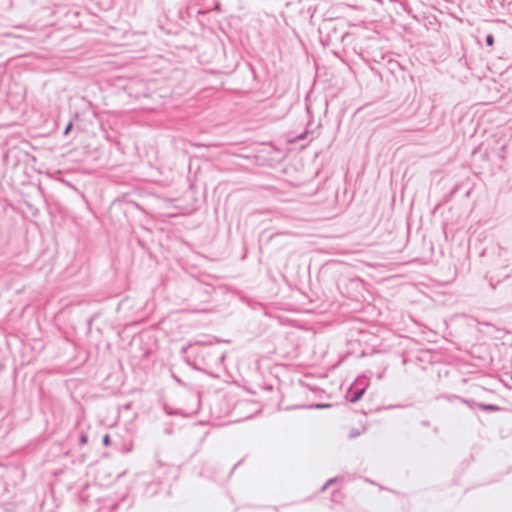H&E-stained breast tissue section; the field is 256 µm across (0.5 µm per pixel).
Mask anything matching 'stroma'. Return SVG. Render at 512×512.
<instances>
[{
	"mask_svg": "<svg viewBox=\"0 0 512 512\" xmlns=\"http://www.w3.org/2000/svg\"><path fill=\"white\" fill-rule=\"evenodd\" d=\"M512 422V0H0V512H300L225 433ZM159 511L162 512H200V511H222L219 503L213 500L201 502L200 499L184 495L179 501L172 502L171 505H166Z\"/></svg>",
	"mask_w": 512,
	"mask_h": 512,
	"instance_id": "stroma-1",
	"label": "stroma"
}]
</instances>
